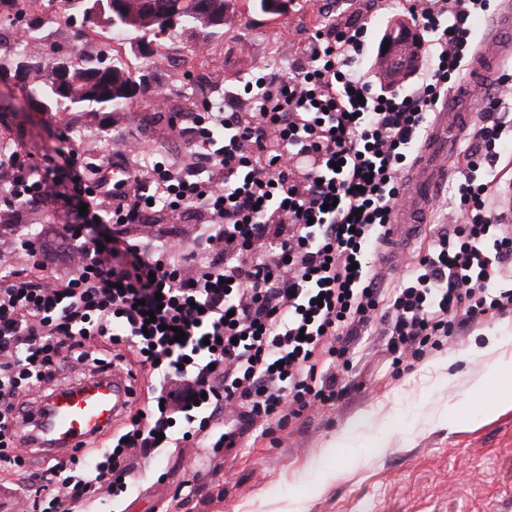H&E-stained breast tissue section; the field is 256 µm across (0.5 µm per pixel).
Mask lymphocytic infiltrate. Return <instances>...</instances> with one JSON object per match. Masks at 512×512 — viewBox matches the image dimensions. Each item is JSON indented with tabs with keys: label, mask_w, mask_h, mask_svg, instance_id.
Returning <instances> with one entry per match:
<instances>
[{
	"label": "lymphocytic infiltrate",
	"mask_w": 512,
	"mask_h": 512,
	"mask_svg": "<svg viewBox=\"0 0 512 512\" xmlns=\"http://www.w3.org/2000/svg\"><path fill=\"white\" fill-rule=\"evenodd\" d=\"M431 58L406 86L358 64L359 22L315 29L309 55L287 72L257 65L243 92L199 113L182 134L194 162H154L87 185L74 146L43 165L10 168L14 205L49 204L79 261L44 275L33 254L18 271L0 257V467L23 470L19 512H73L125 493L135 461L150 462L195 434L232 448L241 426L285 427L341 399L363 337L379 335L392 364L484 315L512 312V231L489 201L496 145L512 132L499 113L512 73L483 100L461 166V223L440 229L409 274L384 284L373 258L404 200V176L452 80L475 52L472 19L491 0H406ZM195 214L202 254L150 221ZM86 212H79V205ZM117 230L103 237L101 225ZM139 235L123 240L121 225ZM155 322H148V314ZM186 337L176 341V331ZM142 375L145 401L104 447L31 469L22 455L33 398L112 369Z\"/></svg>",
	"instance_id": "obj_1"
}]
</instances>
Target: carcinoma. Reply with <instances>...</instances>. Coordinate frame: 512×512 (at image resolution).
<instances>
[{
  "label": "carcinoma",
  "instance_id": "carcinoma-1",
  "mask_svg": "<svg viewBox=\"0 0 512 512\" xmlns=\"http://www.w3.org/2000/svg\"><path fill=\"white\" fill-rule=\"evenodd\" d=\"M69 15L81 19L80 35L109 29L120 36L124 51L107 57L69 56L65 79L38 50L24 51L0 59V71L22 80L27 98L40 112H79L89 116L127 112L136 103L146 102L152 92L147 76L131 67L128 54L146 52L160 56L159 50H144L165 34L163 21L176 19V28L207 40L224 35V17L229 0H64Z\"/></svg>",
  "mask_w": 512,
  "mask_h": 512
}]
</instances>
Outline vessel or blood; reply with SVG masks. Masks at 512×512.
Instances as JSON below:
<instances>
[{
	"label": "vessel or blood",
	"instance_id": "1",
	"mask_svg": "<svg viewBox=\"0 0 512 512\" xmlns=\"http://www.w3.org/2000/svg\"><path fill=\"white\" fill-rule=\"evenodd\" d=\"M512 42V11L495 16L482 47L473 56L472 76L453 90L435 112L420 155L406 185V200L392 217L393 233L385 245L384 259L395 260L410 239L421 214L429 207L437 185L446 175L445 160L453 154L460 136L473 119L469 104L483 96L484 79L494 77L506 47ZM133 380L123 371L93 376L79 385L60 387L50 402L33 411L31 427L46 439V456L74 455L84 444L104 431L121 412L129 398Z\"/></svg>",
	"mask_w": 512,
	"mask_h": 512
}]
</instances>
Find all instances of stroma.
I'll return each mask as SVG.
<instances>
[{
	"label": "stroma",
	"mask_w": 512,
	"mask_h": 512,
	"mask_svg": "<svg viewBox=\"0 0 512 512\" xmlns=\"http://www.w3.org/2000/svg\"><path fill=\"white\" fill-rule=\"evenodd\" d=\"M321 5L332 7L335 25L356 19L367 26L362 62L368 69L386 28L407 16L405 0H288L274 19L232 0L222 37L205 43L188 33L166 38L167 67L140 55L129 61L151 74L156 93L184 94L192 103L220 100L250 80L253 66H279L282 41L307 48ZM193 50L218 66L210 83L180 67ZM171 116V110L150 106L116 117L117 129L136 144L123 166H149L157 152L176 168L192 162ZM75 126L84 134L76 143L82 161L105 154L98 118L38 112L14 80L0 76V135L9 136L16 150L41 159ZM461 161L458 153L448 158V175L436 192L442 209L427 213L406 256L422 251L440 225L458 220L449 199ZM22 222L40 231L46 275L74 269L52 208L25 211ZM490 335L505 337V356L512 359V312L469 325L397 369L380 343L363 340L362 359L345 376L350 391L336 405L282 429L247 432L227 450L199 446L163 454L136 469L133 488L118 503L103 502L96 512H512V410L482 422L484 400L464 397L480 370L464 352L483 346ZM347 431L354 435L352 449L332 447Z\"/></svg>",
	"instance_id": "1"
}]
</instances>
